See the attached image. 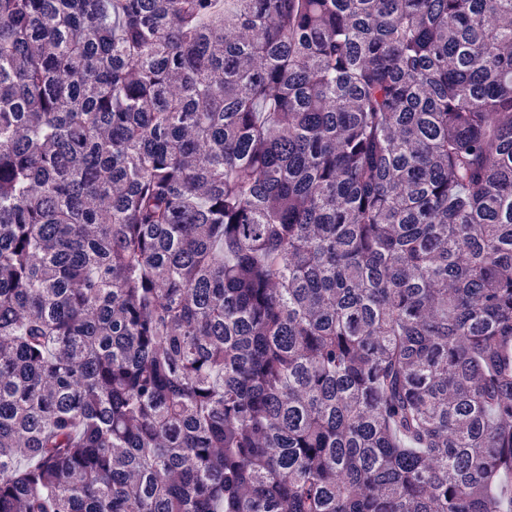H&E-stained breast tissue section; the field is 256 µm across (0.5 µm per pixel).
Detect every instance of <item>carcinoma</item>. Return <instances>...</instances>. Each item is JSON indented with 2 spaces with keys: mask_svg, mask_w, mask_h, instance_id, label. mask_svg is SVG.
<instances>
[{
  "mask_svg": "<svg viewBox=\"0 0 512 512\" xmlns=\"http://www.w3.org/2000/svg\"><path fill=\"white\" fill-rule=\"evenodd\" d=\"M0 512H512V0H0Z\"/></svg>",
  "mask_w": 512,
  "mask_h": 512,
  "instance_id": "1",
  "label": "carcinoma"
}]
</instances>
